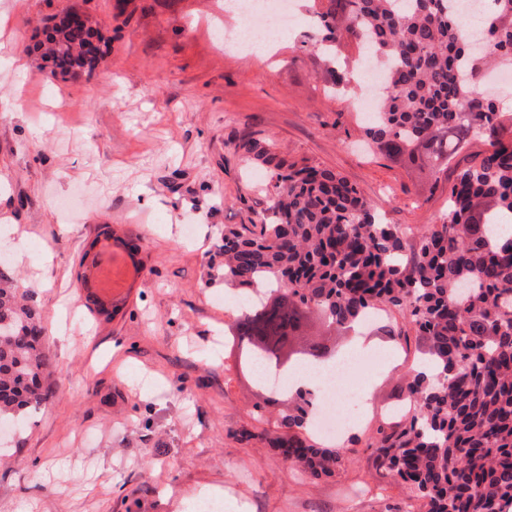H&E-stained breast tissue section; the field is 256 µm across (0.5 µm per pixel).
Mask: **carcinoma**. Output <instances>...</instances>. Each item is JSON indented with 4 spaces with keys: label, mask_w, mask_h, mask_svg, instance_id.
<instances>
[{
    "label": "carcinoma",
    "mask_w": 512,
    "mask_h": 512,
    "mask_svg": "<svg viewBox=\"0 0 512 512\" xmlns=\"http://www.w3.org/2000/svg\"><path fill=\"white\" fill-rule=\"evenodd\" d=\"M465 2L315 0L307 35L324 51L333 84L350 80L329 66L339 41L385 60L378 111L363 132L389 159L436 176L481 137L485 149L455 165L440 222L412 240L340 174L288 163L269 139L249 137L235 150L263 172L268 217L251 228L224 226L217 271L243 293L267 285L259 301L239 307L232 337L249 374L258 355L285 372L322 364L313 343L285 358L272 342L312 303L346 334L378 306L407 311L409 323L383 322L375 335L408 349L425 342L433 373L408 384L416 413L380 421L372 444L379 466L426 512H512V114L483 90L488 65L512 60V0H493L476 45L465 34ZM91 36L100 33L46 34L52 72L92 74ZM51 365L41 314L0 259V423L28 425L51 396ZM315 408L311 394H296L278 413L275 446L319 478L349 448L296 435Z\"/></svg>",
    "instance_id": "carcinoma-1"
}]
</instances>
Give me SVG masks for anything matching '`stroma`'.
<instances>
[{
    "instance_id": "obj_1",
    "label": "stroma",
    "mask_w": 512,
    "mask_h": 512,
    "mask_svg": "<svg viewBox=\"0 0 512 512\" xmlns=\"http://www.w3.org/2000/svg\"><path fill=\"white\" fill-rule=\"evenodd\" d=\"M11 2L0 0V246L41 310L57 393L0 458V512H192L207 490L224 512L405 505L366 444L406 398L408 366L361 375L371 404L343 432L360 442L333 476L310 477L272 445L276 423L252 419L266 393L237 367V291L208 278L225 225L259 223L266 207L234 151L248 135L340 173L409 236L448 208L446 184L368 151L359 113L326 93L319 56L299 47L306 0L261 57L221 45L241 24L224 0ZM64 8L89 12L109 41L93 76L54 79L37 48ZM111 235L139 272L102 314L80 277Z\"/></svg>"
}]
</instances>
